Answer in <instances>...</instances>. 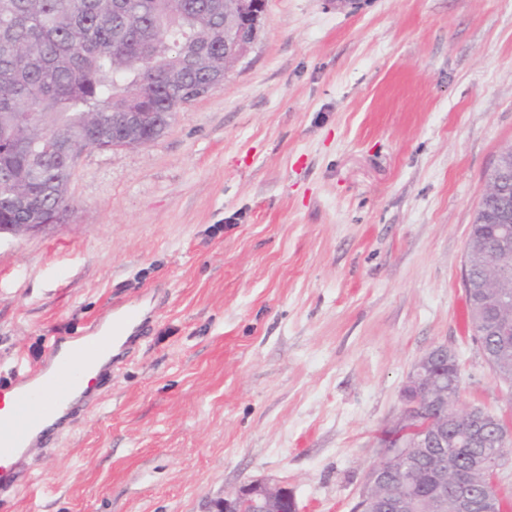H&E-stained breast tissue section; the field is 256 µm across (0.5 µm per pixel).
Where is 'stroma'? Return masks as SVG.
<instances>
[{
  "mask_svg": "<svg viewBox=\"0 0 512 512\" xmlns=\"http://www.w3.org/2000/svg\"><path fill=\"white\" fill-rule=\"evenodd\" d=\"M223 86L87 150L66 223L0 236V376L150 307L10 512H209L261 480L351 512L415 361L512 426L473 340L474 212L512 143V0H267Z\"/></svg>",
  "mask_w": 512,
  "mask_h": 512,
  "instance_id": "obj_1",
  "label": "stroma"
}]
</instances>
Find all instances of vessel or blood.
<instances>
[{"instance_id":"1","label":"vessel or blood","mask_w":512,"mask_h":512,"mask_svg":"<svg viewBox=\"0 0 512 512\" xmlns=\"http://www.w3.org/2000/svg\"><path fill=\"white\" fill-rule=\"evenodd\" d=\"M135 313H116L111 326H97L91 336L74 345L71 354L59 358L61 340H54L45 362L35 368L17 365L16 375L5 391L12 397L13 412L0 419V512L7 508L28 457L32 432L45 422L54 428L68 425L79 405H92L95 389L79 390V369L102 350L112 331L131 325Z\"/></svg>"}]
</instances>
